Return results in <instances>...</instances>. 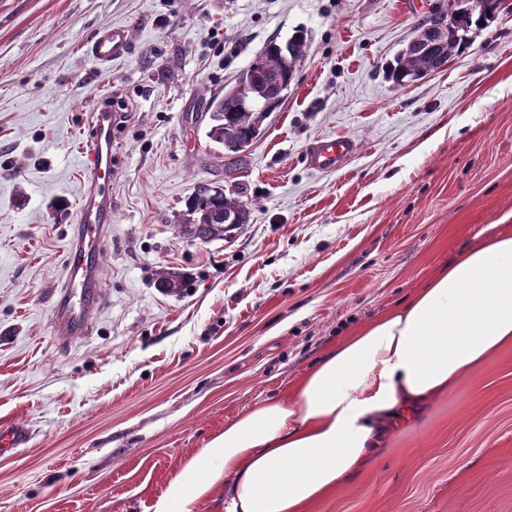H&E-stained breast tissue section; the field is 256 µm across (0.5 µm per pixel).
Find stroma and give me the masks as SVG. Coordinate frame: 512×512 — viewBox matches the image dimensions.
Instances as JSON below:
<instances>
[{"label": "stroma", "mask_w": 512, "mask_h": 512, "mask_svg": "<svg viewBox=\"0 0 512 512\" xmlns=\"http://www.w3.org/2000/svg\"><path fill=\"white\" fill-rule=\"evenodd\" d=\"M431 0H0V512H153L224 426L482 237L512 230V16L397 87L386 66ZM128 55L94 61L100 26ZM303 31L282 106L233 154L206 106L270 40ZM122 104L121 164L89 334L57 335L92 110ZM356 145L333 171L305 161ZM249 224L200 242L197 188ZM189 277L181 294L161 270ZM309 512H512V343L388 434ZM129 30L121 25H109L98 29L90 41V53L101 65L125 57L129 52ZM355 150V145L349 140L324 139L318 141L309 149L306 160L312 169L318 171L334 170ZM224 214H232L237 225H225ZM250 214V205L234 193H226L223 188L211 184H202L180 226L186 235L208 242L222 239L242 224H249Z\"/></svg>", "instance_id": "1"}]
</instances>
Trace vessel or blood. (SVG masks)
<instances>
[{
	"instance_id": "vessel-or-blood-1",
	"label": "vessel or blood",
	"mask_w": 512,
	"mask_h": 512,
	"mask_svg": "<svg viewBox=\"0 0 512 512\" xmlns=\"http://www.w3.org/2000/svg\"><path fill=\"white\" fill-rule=\"evenodd\" d=\"M130 34L121 25L98 29L90 41V53L102 65L125 57ZM117 121L112 107H97L81 151L86 190L80 200L76 221L78 233L69 244V265L64 287L54 296L55 326L64 335L78 337L88 322L100 296L98 249L112 222V178L119 157L114 149ZM355 150L345 139H324L307 152L312 169H336Z\"/></svg>"
}]
</instances>
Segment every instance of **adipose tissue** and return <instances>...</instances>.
I'll return each instance as SVG.
<instances>
[{
	"label": "adipose tissue",
	"mask_w": 512,
	"mask_h": 512,
	"mask_svg": "<svg viewBox=\"0 0 512 512\" xmlns=\"http://www.w3.org/2000/svg\"><path fill=\"white\" fill-rule=\"evenodd\" d=\"M512 343V232L479 240L424 288L328 349L290 393L224 426L155 512H197L216 482L224 512H303L358 477L413 409Z\"/></svg>",
	"instance_id": "1"
}]
</instances>
